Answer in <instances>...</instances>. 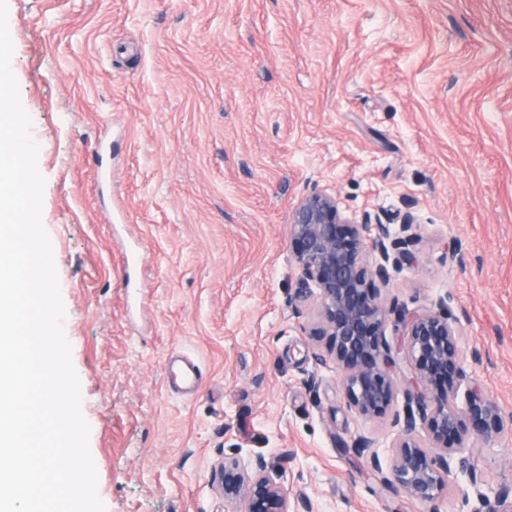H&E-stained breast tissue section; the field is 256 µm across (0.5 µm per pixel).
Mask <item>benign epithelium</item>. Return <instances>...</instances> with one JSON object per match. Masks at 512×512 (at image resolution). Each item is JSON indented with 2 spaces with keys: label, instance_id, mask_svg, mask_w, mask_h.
Here are the masks:
<instances>
[{
  "label": "benign epithelium",
  "instance_id": "1",
  "mask_svg": "<svg viewBox=\"0 0 512 512\" xmlns=\"http://www.w3.org/2000/svg\"><path fill=\"white\" fill-rule=\"evenodd\" d=\"M414 224V216L406 214L399 225L401 236L395 237L388 224L344 220L335 198L324 193L304 199L294 212L291 235L300 290L317 288L322 309V325L308 336L325 345L341 372L347 406L363 416H386L394 400L397 360L384 340L386 312L376 301L374 285L388 283L390 271L414 261L408 249ZM398 317L404 328L400 350L411 366V376L403 380L419 406V417L409 414L402 421L393 416L401 435L390 475H383L378 455L370 454L369 463L382 485L396 483L410 496L431 503L458 471L477 484L457 454L467 440L484 441L512 431V414L503 415L477 385L468 388L463 406L454 402L466 379L456 322L431 311L403 310ZM418 420L437 453L421 446ZM265 469L260 458L248 463L238 457L224 459V499L245 497L246 512H290L287 491ZM462 507L468 512H512V488H502L493 507L481 492L477 503L466 497Z\"/></svg>",
  "mask_w": 512,
  "mask_h": 512
}]
</instances>
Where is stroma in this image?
Instances as JSON below:
<instances>
[{
	"label": "stroma",
	"instance_id": "1",
	"mask_svg": "<svg viewBox=\"0 0 512 512\" xmlns=\"http://www.w3.org/2000/svg\"><path fill=\"white\" fill-rule=\"evenodd\" d=\"M45 179L42 223L106 512H245L225 458L263 459L292 512H458L512 487V433L466 442L435 504L382 487L398 430L350 410L298 298L295 207L399 225L378 288L459 325L512 412V0H7ZM456 262H449V251ZM198 365L171 387L166 364Z\"/></svg>",
	"mask_w": 512,
	"mask_h": 512
}]
</instances>
